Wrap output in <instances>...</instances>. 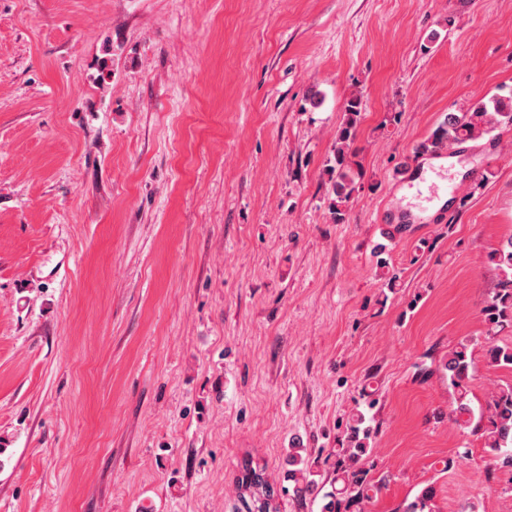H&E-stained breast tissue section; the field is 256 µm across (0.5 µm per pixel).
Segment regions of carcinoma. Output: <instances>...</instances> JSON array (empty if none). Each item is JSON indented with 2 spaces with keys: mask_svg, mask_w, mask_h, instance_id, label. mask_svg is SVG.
Listing matches in <instances>:
<instances>
[{
  "mask_svg": "<svg viewBox=\"0 0 512 512\" xmlns=\"http://www.w3.org/2000/svg\"><path fill=\"white\" fill-rule=\"evenodd\" d=\"M363 102L355 95L347 100L345 120L336 130L334 150L327 160L326 172L332 183L334 195L331 211L333 220L345 221L346 204L357 189L361 178L359 165L353 160L355 152L351 144L355 138ZM512 126V96H493L479 101L465 112H450L430 134L415 148V155H428L451 149L468 141H476L491 135L496 130ZM386 247L379 244L374 252L377 264L384 269L386 286L393 287L400 278V271L383 258ZM489 262L499 272V283L492 298L483 309L486 323L492 328L512 324V237L501 242L488 256ZM472 343L459 342L448 350L440 369L448 377V385L457 392L452 410L455 423L480 435L484 448L497 458L504 467L512 468V385L494 391L486 407L479 409L467 399V380L472 367ZM485 356L488 363L497 367L512 368V347L496 344L493 337L485 341ZM373 418L355 411L349 418L341 447L333 450L336 456V473L331 480V490L322 496L320 512H363L381 490L382 482L376 480L370 470L363 467V457L374 452L370 440L374 433ZM294 482L293 492L298 499H305L318 492V482L306 476L288 474ZM239 483L244 490L240 506L234 512H278L273 507V488L264 477V467L246 459L239 471ZM434 498V488H424L416 500L394 512H424Z\"/></svg>",
  "mask_w": 512,
  "mask_h": 512,
  "instance_id": "obj_1",
  "label": "carcinoma"
}]
</instances>
